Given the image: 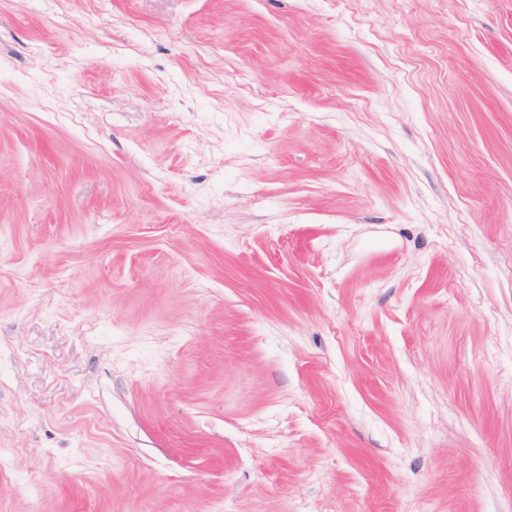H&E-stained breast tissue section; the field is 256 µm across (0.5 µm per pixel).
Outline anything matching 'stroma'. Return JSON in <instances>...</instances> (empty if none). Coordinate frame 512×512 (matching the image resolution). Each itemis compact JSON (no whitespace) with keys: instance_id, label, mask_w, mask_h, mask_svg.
Masks as SVG:
<instances>
[{"instance_id":"1","label":"stroma","mask_w":512,"mask_h":512,"mask_svg":"<svg viewBox=\"0 0 512 512\" xmlns=\"http://www.w3.org/2000/svg\"><path fill=\"white\" fill-rule=\"evenodd\" d=\"M0 512H512V0H0Z\"/></svg>"}]
</instances>
